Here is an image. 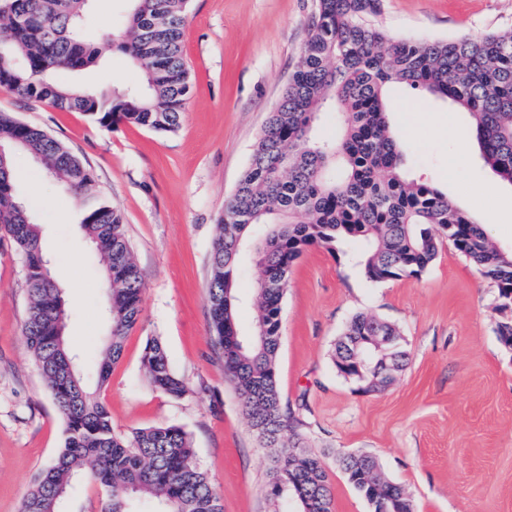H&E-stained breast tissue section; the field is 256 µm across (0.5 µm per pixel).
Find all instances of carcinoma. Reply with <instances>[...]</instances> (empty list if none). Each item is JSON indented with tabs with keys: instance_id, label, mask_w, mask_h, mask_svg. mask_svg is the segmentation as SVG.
I'll use <instances>...</instances> for the list:
<instances>
[{
	"instance_id": "1",
	"label": "carcinoma",
	"mask_w": 512,
	"mask_h": 512,
	"mask_svg": "<svg viewBox=\"0 0 512 512\" xmlns=\"http://www.w3.org/2000/svg\"><path fill=\"white\" fill-rule=\"evenodd\" d=\"M89 2L0 0V16L8 19L0 27V87L59 110L86 112L103 126L124 122L177 131L191 92L183 57L188 0H126L123 31L100 45L85 39ZM378 5L316 0L298 66L267 116L213 242L208 314L224 380L268 449L276 491L288 489L303 512H311L310 499L321 512H331L330 487L322 457L290 440L291 417L282 408L274 369L284 291L264 287L266 278L290 271L312 247L335 253L347 241L362 243L360 265L373 282L420 277L445 239L494 284L499 310L512 312V253L500 251L484 225L447 193L407 176L387 121L388 100L401 87L456 103L473 118L485 163L512 184V29L476 38L396 39L371 20ZM17 14L27 17L26 24L12 21ZM110 51L140 70L141 83L97 94L55 80L56 72L79 73ZM322 112L336 114L330 138L315 133ZM0 144V237L23 254L29 294L22 335L66 424L63 447L36 477L20 512H58L72 480L88 465L91 478L107 490L102 512H133L137 497L155 501L156 512H223L182 427L115 433L107 408L76 371L61 289L39 273L40 228L24 206L15 205L14 153L41 158L81 202V228L104 265L111 321L99 384L120 359L141 313L143 278L121 215L91 194L92 172L43 129L1 112ZM251 250L259 255L261 274L253 286L252 332L245 335L236 316L237 288ZM375 336L393 341L375 345ZM406 359L399 330L368 313L351 319L333 355L335 368L351 369L356 384L385 365L396 375ZM142 363L152 388L172 398L187 393L159 340L147 341ZM338 462L348 482L367 496L364 468H379L376 459L340 453ZM379 483L378 495L390 510L404 488L387 479Z\"/></svg>"
}]
</instances>
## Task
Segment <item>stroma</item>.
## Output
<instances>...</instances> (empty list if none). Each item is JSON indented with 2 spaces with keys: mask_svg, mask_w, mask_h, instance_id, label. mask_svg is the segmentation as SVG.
Masks as SVG:
<instances>
[{
  "mask_svg": "<svg viewBox=\"0 0 512 512\" xmlns=\"http://www.w3.org/2000/svg\"><path fill=\"white\" fill-rule=\"evenodd\" d=\"M313 5L189 0L184 58L191 94L174 133L106 127L0 88V112L45 130L92 170L93 191L121 212L142 273L140 319L96 390L113 431L183 427L223 512H301L292 496H272L267 451L224 381L207 284L216 225L298 65ZM375 20L398 38H468L512 28V0H381ZM84 80L98 89L134 85L139 72L113 53ZM390 122L409 177L447 192L502 252H512V185L493 173L478 147L458 155L471 137L468 113L401 91ZM13 169L15 191L40 226L50 273L71 312L75 362L92 378L110 321L103 270L78 223L79 204L26 153H15ZM357 251L353 244L335 254L312 248L293 266L275 362L296 439L328 466L331 512H370L336 461L340 451L374 456L382 475L406 489L415 512H512V351L496 336V288L446 243L421 277L385 282L364 276ZM27 309L24 257L2 238L0 512H19L65 437L22 336ZM360 312L394 324L409 353L396 380L370 393L339 376L331 359L337 337ZM153 337L189 386L182 398L146 379L142 354ZM105 499V489L84 474L59 510L101 512Z\"/></svg>",
  "mask_w": 512,
  "mask_h": 512,
  "instance_id": "1",
  "label": "stroma"
}]
</instances>
